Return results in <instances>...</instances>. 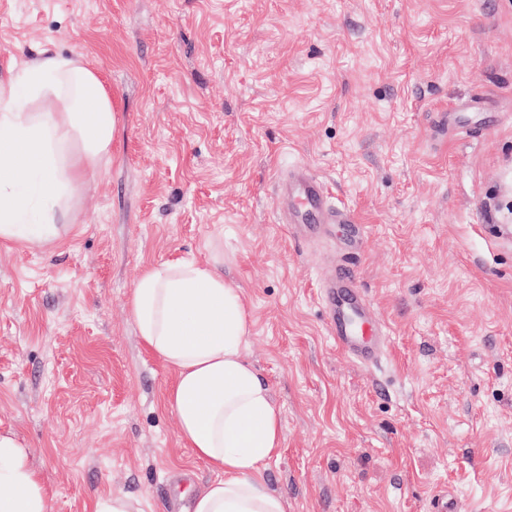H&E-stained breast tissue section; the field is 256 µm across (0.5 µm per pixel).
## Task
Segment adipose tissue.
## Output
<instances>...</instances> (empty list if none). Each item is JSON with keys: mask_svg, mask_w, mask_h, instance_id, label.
Instances as JSON below:
<instances>
[{"mask_svg": "<svg viewBox=\"0 0 512 512\" xmlns=\"http://www.w3.org/2000/svg\"><path fill=\"white\" fill-rule=\"evenodd\" d=\"M117 116L81 56L45 48L0 80V242L54 241L69 203L111 154ZM130 310L148 350L174 374L166 403L185 447L218 472L190 512H286L266 479L285 436L280 409L245 359L240 289L218 262L176 257L137 277ZM49 494L23 445L0 433V512H48Z\"/></svg>", "mask_w": 512, "mask_h": 512, "instance_id": "ef3b65f1", "label": "adipose tissue"}]
</instances>
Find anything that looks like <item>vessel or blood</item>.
I'll return each mask as SVG.
<instances>
[{"label":"vessel or blood","instance_id":"1","mask_svg":"<svg viewBox=\"0 0 512 512\" xmlns=\"http://www.w3.org/2000/svg\"><path fill=\"white\" fill-rule=\"evenodd\" d=\"M280 193L285 222L292 233L311 236L318 234L322 225L347 224L352 239L362 236V225L348 211L330 205L326 185L307 169H297L283 179ZM320 303L337 348L363 364L379 363L382 330L350 266H339L334 276L323 283Z\"/></svg>","mask_w":512,"mask_h":512}]
</instances>
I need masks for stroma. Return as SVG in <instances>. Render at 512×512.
I'll list each match as a JSON object with an SVG mask.
<instances>
[{
    "label": "stroma",
    "instance_id": "obj_1",
    "mask_svg": "<svg viewBox=\"0 0 512 512\" xmlns=\"http://www.w3.org/2000/svg\"><path fill=\"white\" fill-rule=\"evenodd\" d=\"M82 54L118 122L47 244L0 243V432L50 512L113 495L184 512L216 479L164 405L173 375L129 296L171 257L224 256L245 356L281 409L287 512H512V0H0V78ZM308 167L365 228L301 241L278 181ZM350 262L386 332L366 367L318 300Z\"/></svg>",
    "mask_w": 512,
    "mask_h": 512
}]
</instances>
